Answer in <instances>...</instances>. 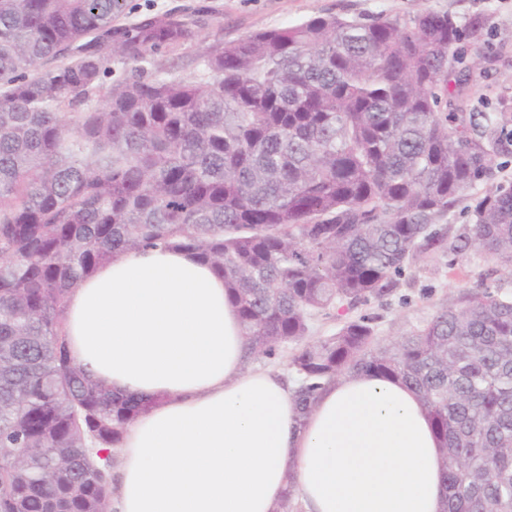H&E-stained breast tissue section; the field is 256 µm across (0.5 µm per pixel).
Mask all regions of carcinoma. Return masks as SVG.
Masks as SVG:
<instances>
[{
    "label": "carcinoma",
    "instance_id": "cac0c4a2",
    "mask_svg": "<svg viewBox=\"0 0 512 512\" xmlns=\"http://www.w3.org/2000/svg\"><path fill=\"white\" fill-rule=\"evenodd\" d=\"M124 7L0 0V512H111L115 448L157 398L74 361L67 306L151 248L224 279L249 358L292 349L300 416L339 377L399 382L436 432L442 512H512V295L466 293L388 343L366 316L311 336L421 260L474 247L512 275V189L478 198L464 233L444 227L512 140V113L440 112L448 53L480 22L315 16L217 39L168 77L157 55L197 20L118 26Z\"/></svg>",
    "mask_w": 512,
    "mask_h": 512
}]
</instances>
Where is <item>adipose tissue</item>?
<instances>
[{
	"instance_id": "adipose-tissue-1",
	"label": "adipose tissue",
	"mask_w": 512,
	"mask_h": 512,
	"mask_svg": "<svg viewBox=\"0 0 512 512\" xmlns=\"http://www.w3.org/2000/svg\"><path fill=\"white\" fill-rule=\"evenodd\" d=\"M72 355L113 389L156 397L117 448L113 512H440L428 414L402 384L342 378L299 418L276 373L245 367L212 269L154 248L112 259L70 294Z\"/></svg>"
}]
</instances>
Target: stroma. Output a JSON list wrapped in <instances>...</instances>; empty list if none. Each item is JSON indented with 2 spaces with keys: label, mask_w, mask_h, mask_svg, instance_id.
I'll return each mask as SVG.
<instances>
[{
  "label": "stroma",
  "mask_w": 512,
  "mask_h": 512,
  "mask_svg": "<svg viewBox=\"0 0 512 512\" xmlns=\"http://www.w3.org/2000/svg\"><path fill=\"white\" fill-rule=\"evenodd\" d=\"M130 12L122 22L166 11H197V35L173 54L171 76H185L193 60L215 39L233 41L248 34L297 24L314 16L335 15L411 17L430 10L450 15L458 25L483 24L480 38H464L455 45V76L472 73L460 85L455 100L465 115L512 112V0H128ZM493 183L479 182L463 191L459 205L449 213V235L471 224V206L491 185L512 187V154L494 159ZM512 293V275L486 261L476 250L447 254L411 265L389 297L358 304L350 315L372 319L376 336L389 342L429 321L441 308L470 292Z\"/></svg>",
  "instance_id": "obj_1"
}]
</instances>
